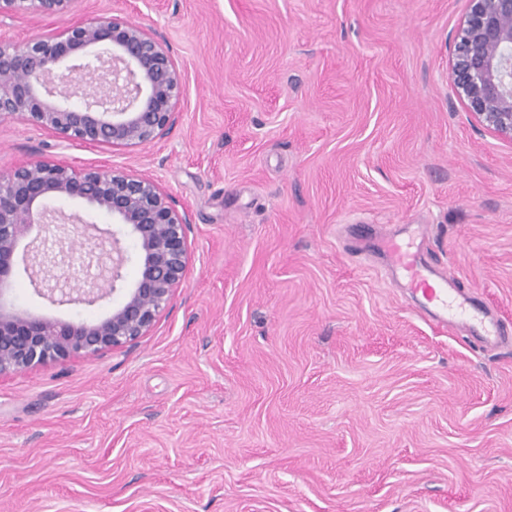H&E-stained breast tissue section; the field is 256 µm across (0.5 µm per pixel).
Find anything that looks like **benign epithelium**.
Here are the masks:
<instances>
[{"mask_svg":"<svg viewBox=\"0 0 512 512\" xmlns=\"http://www.w3.org/2000/svg\"><path fill=\"white\" fill-rule=\"evenodd\" d=\"M76 0H0V18L55 17ZM451 73L458 97L475 118L512 140V0H469L457 28ZM182 74L163 44L116 18L71 24L62 32L18 44L0 43V116L15 115L61 141L134 147L155 140L177 118ZM79 200L112 216L117 230L79 216L72 236L50 231L49 203ZM187 213L168 203L156 183L110 167L82 171L58 160H37L0 175V376L77 354L115 349L144 335L166 307L187 266ZM137 251V277L123 275ZM93 276L55 274L76 241ZM26 274L53 304L94 305L121 300L105 317L62 321L7 307L3 297Z\"/></svg>","mask_w":512,"mask_h":512,"instance_id":"1","label":"benign epithelium"}]
</instances>
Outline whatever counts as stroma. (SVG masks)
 I'll return each instance as SVG.
<instances>
[{"mask_svg":"<svg viewBox=\"0 0 512 512\" xmlns=\"http://www.w3.org/2000/svg\"><path fill=\"white\" fill-rule=\"evenodd\" d=\"M468 0H76L20 43L115 17L180 69L152 142L37 159L155 180L188 212L185 276L122 347L0 377V512H512V347L422 316L374 241L427 224L461 294L512 323V140L451 76ZM47 318L27 276L4 298Z\"/></svg>","mask_w":512,"mask_h":512,"instance_id":"obj_1","label":"stroma"}]
</instances>
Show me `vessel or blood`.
<instances>
[{
	"label": "vessel or blood",
	"mask_w": 512,
	"mask_h": 512,
	"mask_svg": "<svg viewBox=\"0 0 512 512\" xmlns=\"http://www.w3.org/2000/svg\"><path fill=\"white\" fill-rule=\"evenodd\" d=\"M382 253L387 264L400 275L413 295L422 296L428 315L438 323L448 321L449 311L462 315V327L480 343L495 345L512 339V330L500 319L484 314L475 320H466L468 300H456L454 284L446 274L432 268L420 250L404 246L402 240L391 237L383 240Z\"/></svg>",
	"instance_id": "obj_1"
}]
</instances>
